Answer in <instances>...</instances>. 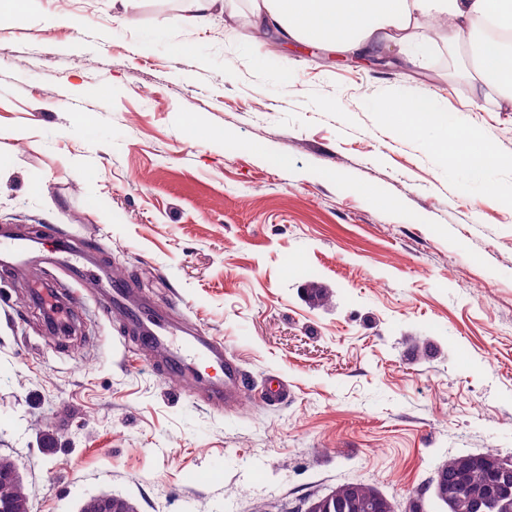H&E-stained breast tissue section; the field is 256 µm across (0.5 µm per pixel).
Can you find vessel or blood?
I'll use <instances>...</instances> for the list:
<instances>
[{"mask_svg":"<svg viewBox=\"0 0 512 512\" xmlns=\"http://www.w3.org/2000/svg\"><path fill=\"white\" fill-rule=\"evenodd\" d=\"M47 263L61 267L66 277L59 281L37 282L36 293L54 296L58 303L71 305L76 299L75 284L87 279L102 282L98 307L124 323L139 347L153 358L167 375L181 378L190 365L208 368L203 394L215 410L237 403L242 397L244 381L240 369L224 357V342L206 335L194 325L172 320L167 310L143 297L135 288L111 270L73 255L71 241L60 236L44 255Z\"/></svg>","mask_w":512,"mask_h":512,"instance_id":"1","label":"vessel or blood"}]
</instances>
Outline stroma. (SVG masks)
Returning <instances> with one entry per match:
<instances>
[{
  "label": "stroma",
  "instance_id": "1",
  "mask_svg": "<svg viewBox=\"0 0 512 512\" xmlns=\"http://www.w3.org/2000/svg\"><path fill=\"white\" fill-rule=\"evenodd\" d=\"M55 10L39 0L0 24V227L77 236L171 317L223 339L245 395L216 411L169 380L97 309L100 282L78 285L59 332L30 296L54 267L9 272L0 454L32 512L103 494L137 512H297L351 479L443 512L428 487L444 460H512V198L499 192L512 108L475 97L462 46L423 20L414 37L435 51L422 63L355 68L254 31L250 0L192 34L173 24L181 0H138L136 25L170 32L145 59L112 0H76L81 30L48 26ZM395 92L482 131L483 178L381 125L370 101ZM273 376L288 386L277 401Z\"/></svg>",
  "mask_w": 512,
  "mask_h": 512
}]
</instances>
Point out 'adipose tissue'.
Masks as SVG:
<instances>
[{"label":"adipose tissue","instance_id":"ef3b65f1","mask_svg":"<svg viewBox=\"0 0 512 512\" xmlns=\"http://www.w3.org/2000/svg\"><path fill=\"white\" fill-rule=\"evenodd\" d=\"M251 25L285 41L326 45L354 56H382L406 44L419 19L446 15L441 33L448 46L478 32L473 46L477 91L512 105V0H255ZM383 122L414 135L436 129L431 150L481 173L493 158L474 127L426 95L392 97L378 108Z\"/></svg>","mask_w":512,"mask_h":512}]
</instances>
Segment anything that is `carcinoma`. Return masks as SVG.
<instances>
[{
	"mask_svg": "<svg viewBox=\"0 0 512 512\" xmlns=\"http://www.w3.org/2000/svg\"><path fill=\"white\" fill-rule=\"evenodd\" d=\"M431 487L445 512H487L489 503L497 505L495 512H512V462L492 450L448 458L437 468ZM370 501L374 512H398L391 499L361 480L308 499L304 512H366ZM0 504L9 512H28L29 494L21 485L0 483Z\"/></svg>",
	"mask_w": 512,
	"mask_h": 512,
	"instance_id": "1",
	"label": "carcinoma"
}]
</instances>
